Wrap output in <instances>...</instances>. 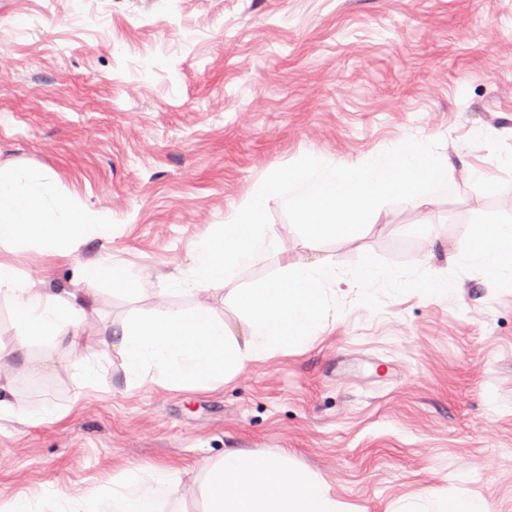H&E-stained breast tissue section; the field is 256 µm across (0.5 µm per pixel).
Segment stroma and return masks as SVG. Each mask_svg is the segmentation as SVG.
<instances>
[{
	"instance_id": "stroma-1",
	"label": "stroma",
	"mask_w": 512,
	"mask_h": 512,
	"mask_svg": "<svg viewBox=\"0 0 512 512\" xmlns=\"http://www.w3.org/2000/svg\"><path fill=\"white\" fill-rule=\"evenodd\" d=\"M406 138L441 140L448 162L449 191L426 209L386 205L358 237L314 252L273 200V249L222 290L166 293L276 168L306 154L355 165ZM511 153L512 0H0V166L44 174L103 222L74 256L0 242V262L51 289L101 257L142 273L130 296L99 284L100 316L74 349L44 337L13 353L0 302V379L19 412L56 411L36 426L0 420V504L49 483L99 499L148 482L162 512H202L204 463L238 450L287 457L347 512H433L437 493L512 512V290L479 272L376 311L338 277L343 310L318 336L257 353L218 387L128 385L101 337L132 313L204 301L243 339L233 291L318 254L454 274L470 219L512 214L499 163Z\"/></svg>"
}]
</instances>
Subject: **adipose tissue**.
<instances>
[{
    "label": "adipose tissue",
    "instance_id": "1",
    "mask_svg": "<svg viewBox=\"0 0 512 512\" xmlns=\"http://www.w3.org/2000/svg\"><path fill=\"white\" fill-rule=\"evenodd\" d=\"M98 224L95 213L71 205L43 175L0 168L1 242L68 257ZM138 279L131 266L106 257L79 264V289L49 295L0 263V300L13 311L16 349L45 336L70 348L81 345L87 323L99 313L97 285L104 282L113 292L126 293ZM206 471L203 512H342L319 481L290 468L283 456L228 451ZM101 512H159L157 490L151 485L113 490Z\"/></svg>",
    "mask_w": 512,
    "mask_h": 512
}]
</instances>
